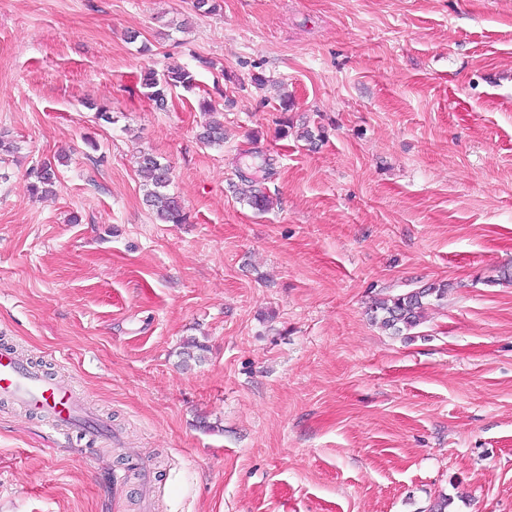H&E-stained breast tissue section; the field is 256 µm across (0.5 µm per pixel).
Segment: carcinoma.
Instances as JSON below:
<instances>
[{"instance_id": "obj_1", "label": "carcinoma", "mask_w": 512, "mask_h": 512, "mask_svg": "<svg viewBox=\"0 0 512 512\" xmlns=\"http://www.w3.org/2000/svg\"><path fill=\"white\" fill-rule=\"evenodd\" d=\"M140 83L147 89V97L162 109L166 107L168 96L173 89L182 87L191 89L195 86V75L185 67L170 66L163 74H158L153 68L141 71ZM201 111L210 115L202 126L200 139L209 145H219L224 142L223 122L213 117L214 107L211 101L202 99L199 102ZM138 170L144 178L145 202L163 224H183L186 222V212L181 199L169 191L170 166L160 162L152 154L142 153L138 157ZM30 175L34 178L31 189L34 192L51 193L57 182V172L50 163L38 164L32 168ZM240 194L248 205L257 211L268 208V196L256 186L253 177H241ZM446 288L438 287L411 290L375 302L373 320L387 329L397 333L409 331L420 325L426 309V298L444 296Z\"/></svg>"}]
</instances>
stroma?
I'll return each instance as SVG.
<instances>
[{
  "mask_svg": "<svg viewBox=\"0 0 512 512\" xmlns=\"http://www.w3.org/2000/svg\"><path fill=\"white\" fill-rule=\"evenodd\" d=\"M170 64L199 86L160 110L140 72ZM1 129L0 347L93 428L0 398V512H145L112 487L134 455L152 512H512V0H0ZM142 151L187 223L148 210ZM431 284L416 328L372 323ZM199 108L201 112H206L210 118L202 126V131L199 134L200 139L209 145H221L224 142V125L223 122L213 117L215 109L211 100L202 99L199 101ZM30 175L34 178L31 184L33 192L52 193L53 187L57 182V172L51 162L37 164L30 171ZM257 180L253 177L241 176V184L244 185L240 194L248 205L257 211L264 212L268 208V196L256 186ZM130 467H131V469L129 471H125L123 473L112 475V485L115 488H121L126 483L128 477H129L128 472L135 473L140 470L143 473V479L145 480L144 481L145 508L150 509L152 507V498H151V493H150L151 487H152V481L149 480L150 475L147 472L144 463L137 458H131Z\"/></svg>",
  "mask_w": 512,
  "mask_h": 512,
  "instance_id": "obj_1",
  "label": "stroma"
}]
</instances>
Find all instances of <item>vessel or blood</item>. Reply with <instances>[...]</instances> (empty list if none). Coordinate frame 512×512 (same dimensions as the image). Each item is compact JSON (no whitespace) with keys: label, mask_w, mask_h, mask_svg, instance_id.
Listing matches in <instances>:
<instances>
[{"label":"vessel or blood","mask_w":512,"mask_h":512,"mask_svg":"<svg viewBox=\"0 0 512 512\" xmlns=\"http://www.w3.org/2000/svg\"><path fill=\"white\" fill-rule=\"evenodd\" d=\"M0 396L22 397L48 419L54 432L71 436L77 398L63 381L45 376L12 351L0 349Z\"/></svg>","instance_id":"1"}]
</instances>
